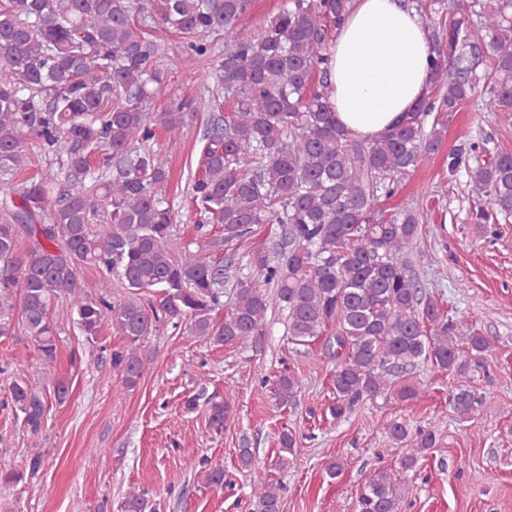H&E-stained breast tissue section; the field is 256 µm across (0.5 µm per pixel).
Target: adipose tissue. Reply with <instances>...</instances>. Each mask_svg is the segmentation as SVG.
I'll return each instance as SVG.
<instances>
[{"label":"adipose tissue","mask_w":512,"mask_h":512,"mask_svg":"<svg viewBox=\"0 0 512 512\" xmlns=\"http://www.w3.org/2000/svg\"><path fill=\"white\" fill-rule=\"evenodd\" d=\"M430 51L424 26L403 0H355L330 54L337 121L362 139L394 127L430 85Z\"/></svg>","instance_id":"ef3b65f1"}]
</instances>
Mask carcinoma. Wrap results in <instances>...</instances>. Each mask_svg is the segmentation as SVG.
<instances>
[{"label":"carcinoma","instance_id":"obj_1","mask_svg":"<svg viewBox=\"0 0 512 512\" xmlns=\"http://www.w3.org/2000/svg\"><path fill=\"white\" fill-rule=\"evenodd\" d=\"M251 2L0 0V181L12 192L0 199V336L9 333L10 300L20 294L21 330L53 361L49 309L66 299L88 340L107 319L123 336L127 347L112 351V367L133 388L142 373L137 343L160 326L188 324L217 345L246 346L262 336L277 306L287 311V333L298 345L335 326L336 417L379 396L416 398L419 384L407 375L430 361L448 371L452 412L472 418L491 405L470 385L472 358L487 351L488 340L476 329L457 335L417 278L420 208L386 215L375 201L440 146L448 114L480 84L482 46L491 51V69L481 110L512 112V0H471L467 8L479 18L473 26L450 0L430 59L439 99L421 100L369 141L351 138L329 101V41L353 0H286L258 32L244 34L237 23ZM149 21L182 34L196 57L209 56L212 39L224 36L212 78L235 103L230 113L218 98L207 105L202 169L188 188L194 237L178 248L180 215L163 194L168 173L151 141L156 124L179 132L201 103L185 97L157 117L149 112L163 83L160 47L139 29ZM479 149L487 159L467 164ZM36 152L55 156L60 169L50 163L40 178L19 180ZM461 168L481 201L472 212L478 226L512 217V152L471 142L448 156L450 173ZM100 220L106 227L96 231ZM260 224L284 225L288 250L250 252L247 272L229 274L209 249L234 252ZM89 265L113 279L95 299L84 296L79 279ZM223 308L224 320L214 321ZM69 389L63 380L44 392L16 382L9 400L35 435L49 398L63 402ZM270 390L286 407L301 383L284 372ZM206 406L209 426L222 428L228 401ZM388 430L416 449L400 462L405 472L436 443L434 426L394 421ZM399 488L393 469L374 471L358 512H401ZM281 490L268 477L252 487L263 512H280Z\"/></svg>","mask_w":512,"mask_h":512}]
</instances>
